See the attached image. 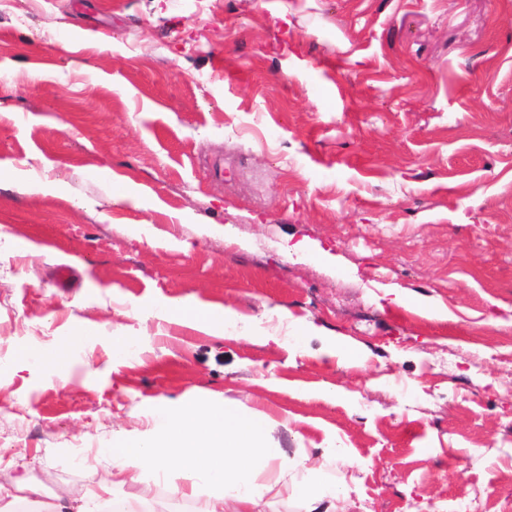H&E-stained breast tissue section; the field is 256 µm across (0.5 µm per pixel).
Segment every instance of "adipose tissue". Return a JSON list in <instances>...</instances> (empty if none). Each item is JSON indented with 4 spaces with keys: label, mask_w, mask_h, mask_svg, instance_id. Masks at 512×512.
I'll return each instance as SVG.
<instances>
[{
    "label": "adipose tissue",
    "mask_w": 512,
    "mask_h": 512,
    "mask_svg": "<svg viewBox=\"0 0 512 512\" xmlns=\"http://www.w3.org/2000/svg\"><path fill=\"white\" fill-rule=\"evenodd\" d=\"M160 319L194 328L209 336L239 330L244 336L275 338L271 327L239 326L231 307L202 309L190 304L166 305ZM273 420L237 404L216 405L198 399L158 412L148 429L122 437L107 451L110 467L100 481L101 499L112 512H142L140 506L115 490L138 482L145 467H153L166 481L170 498L195 497L201 485L216 492L202 512H253L264 494L283 487L305 501L306 512H345L344 493L335 478L308 454L287 456L271 438ZM40 491L25 477L0 484V512H63V502L40 506Z\"/></svg>",
    "instance_id": "ef3b65f1"
}]
</instances>
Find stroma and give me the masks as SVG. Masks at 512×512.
Returning <instances> with one entry per match:
<instances>
[{
  "label": "stroma",
  "mask_w": 512,
  "mask_h": 512,
  "mask_svg": "<svg viewBox=\"0 0 512 512\" xmlns=\"http://www.w3.org/2000/svg\"><path fill=\"white\" fill-rule=\"evenodd\" d=\"M193 399L269 415L349 512H512V0H0V480L84 503ZM158 317L169 323L189 326L209 336H223L229 329H238V314L229 307L201 309L182 303L163 306Z\"/></svg>",
  "instance_id": "35a3bbf8"
}]
</instances>
